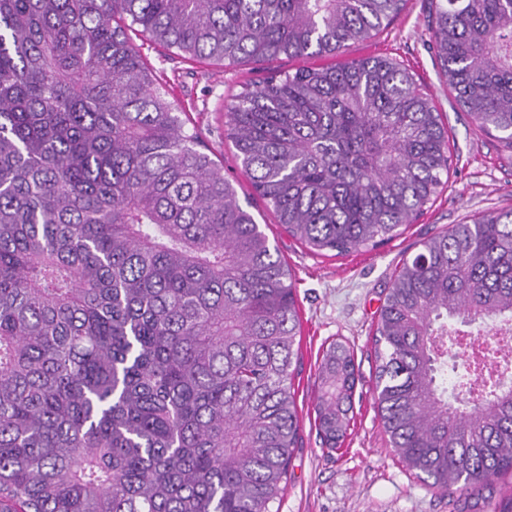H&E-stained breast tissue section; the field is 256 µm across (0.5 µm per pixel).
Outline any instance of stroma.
Instances as JSON below:
<instances>
[{"mask_svg": "<svg viewBox=\"0 0 512 512\" xmlns=\"http://www.w3.org/2000/svg\"><path fill=\"white\" fill-rule=\"evenodd\" d=\"M432 0H408L380 35L348 46L337 62L366 56L397 59L413 73L448 127L451 165L448 185L401 235L374 250L330 257L311 252L288 237L263 201L252 212L277 244L296 286L301 317L300 372L293 380L301 418L278 512H493L512 499V474L487 489L446 494L416 478L398 460L374 407L373 333L395 268L420 242L474 216L512 209V153L481 132L440 74L432 38ZM154 75L167 80L172 100L185 111L189 129L223 161L224 175L239 194L250 180L224 135V107L266 71L217 66L143 48ZM335 341L354 352L357 382L354 418L339 450L325 448L315 422V373Z\"/></svg>", "mask_w": 512, "mask_h": 512, "instance_id": "35a3bbf8", "label": "stroma"}]
</instances>
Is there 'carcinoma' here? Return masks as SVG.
I'll return each mask as SVG.
<instances>
[{
  "mask_svg": "<svg viewBox=\"0 0 512 512\" xmlns=\"http://www.w3.org/2000/svg\"><path fill=\"white\" fill-rule=\"evenodd\" d=\"M405 0H0V512H273L300 418L301 324L278 248L141 53L334 55ZM440 74L512 152V0H435ZM225 134L289 237L335 256L416 222L448 128L403 64L304 66L233 95ZM512 210L402 260L374 330L375 407L428 486L512 473ZM354 358L315 412L334 450Z\"/></svg>",
  "mask_w": 512,
  "mask_h": 512,
  "instance_id": "1",
  "label": "carcinoma"
}]
</instances>
